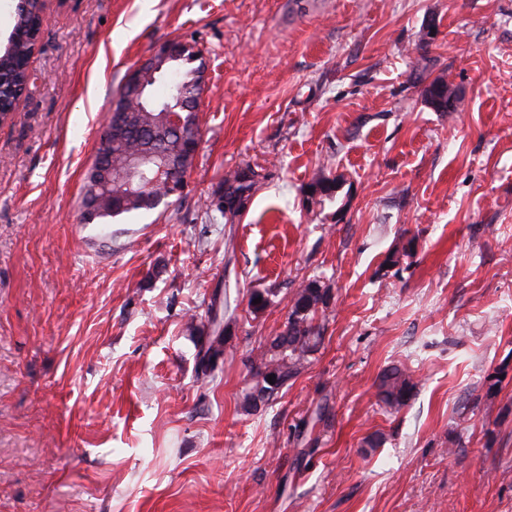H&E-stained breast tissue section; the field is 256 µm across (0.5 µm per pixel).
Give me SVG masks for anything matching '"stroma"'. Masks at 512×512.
<instances>
[{"mask_svg":"<svg viewBox=\"0 0 512 512\" xmlns=\"http://www.w3.org/2000/svg\"><path fill=\"white\" fill-rule=\"evenodd\" d=\"M173 39L206 72L187 188L84 223L116 94ZM29 68L0 124V512H512V0H44ZM441 75L456 111L424 100ZM246 167V206L209 208ZM308 280L323 343L247 410ZM223 315L215 314L209 319V329L206 332V340L201 342L197 351L198 371L201 375L207 377L217 366L218 362L224 358V327ZM379 388L383 403L398 408L407 401L413 384L407 373L395 367L382 374Z\"/></svg>","mask_w":512,"mask_h":512,"instance_id":"stroma-1","label":"stroma"}]
</instances>
